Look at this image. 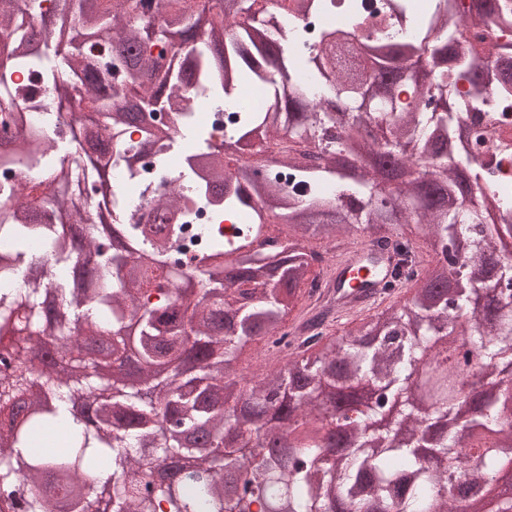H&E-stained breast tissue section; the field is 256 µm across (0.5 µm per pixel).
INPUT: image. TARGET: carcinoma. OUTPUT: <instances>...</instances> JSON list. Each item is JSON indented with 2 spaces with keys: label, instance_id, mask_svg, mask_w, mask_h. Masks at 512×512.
Instances as JSON below:
<instances>
[{
  "label": "carcinoma",
  "instance_id": "carcinoma-1",
  "mask_svg": "<svg viewBox=\"0 0 512 512\" xmlns=\"http://www.w3.org/2000/svg\"><path fill=\"white\" fill-rule=\"evenodd\" d=\"M159 2L156 23L138 0H64L38 17L30 0H0V97L28 102L44 86L91 104L70 113L80 130L68 141L50 136L51 112L37 120L25 105L5 121L15 135L0 147V168L47 171L52 182L35 202L0 185V499L21 486L24 512H90L110 470L112 512H458L457 495L497 484L512 459V374L499 371L512 362V288L497 289L512 269L494 247L512 233V183L483 187L478 161L461 152L464 120L421 102L432 90L452 93L455 74L470 88L460 111L482 106L492 89L512 96V43L490 66L465 37L472 23L511 29L512 12L469 0L460 15L457 0H428L419 14L411 0H391L405 34L356 45L346 34L360 24L358 0L339 20L332 0H294L295 13L327 17L297 78L288 47L300 29L269 15L264 0ZM152 44L174 50L166 68L144 50ZM23 70L30 81L18 85L11 77ZM253 83L267 106L239 105L233 141L251 146L248 160L224 168V144L202 136L186 158L206 173L201 190H171L137 224L82 221L101 167L130 175L142 155L114 157L97 141L137 130L141 144H156L170 132L155 113L184 88L231 104ZM400 85L417 95L410 112L396 110ZM271 139L278 152L258 150ZM265 166L288 167L302 194L259 177ZM220 201L253 225H287L288 245L267 255L244 238L209 237L194 265L170 269L161 241L180 236L194 207ZM411 224L428 241H396L409 263L387 305L339 337L331 309L304 311L310 238L383 242L389 228ZM458 240L466 248L451 250ZM405 288L412 297L400 305ZM295 311L315 332L287 359L252 378L228 370L240 344L281 343ZM461 320L463 356L490 384L468 410L467 446L455 427V365L430 373L427 402L409 395L437 340L457 335ZM87 327L126 368L112 375L110 399ZM363 382L379 397L360 420L395 392L400 415L385 433L355 427L344 454L325 451L323 430L336 426L340 406L358 404ZM297 418L295 448L257 452L265 434ZM434 423L432 461L416 448ZM228 474L242 494L225 490Z\"/></svg>",
  "mask_w": 512,
  "mask_h": 512
}]
</instances>
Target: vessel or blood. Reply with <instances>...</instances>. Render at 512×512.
Segmentation results:
<instances>
[{
    "instance_id": "1",
    "label": "vessel or blood",
    "mask_w": 512,
    "mask_h": 512,
    "mask_svg": "<svg viewBox=\"0 0 512 512\" xmlns=\"http://www.w3.org/2000/svg\"><path fill=\"white\" fill-rule=\"evenodd\" d=\"M396 264L394 253L385 245L364 243L337 258L329 277L328 296L342 314L351 316L381 298V288Z\"/></svg>"
}]
</instances>
